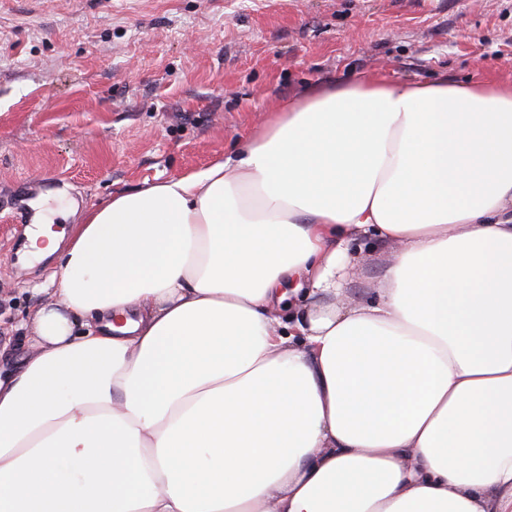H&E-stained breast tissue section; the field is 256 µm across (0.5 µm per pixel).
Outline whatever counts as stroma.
I'll use <instances>...</instances> for the list:
<instances>
[{
	"label": "stroma",
	"mask_w": 512,
	"mask_h": 512,
	"mask_svg": "<svg viewBox=\"0 0 512 512\" xmlns=\"http://www.w3.org/2000/svg\"><path fill=\"white\" fill-rule=\"evenodd\" d=\"M512 80V0H0V371L55 301L22 205L76 212L206 167L359 75Z\"/></svg>",
	"instance_id": "35a3bbf8"
}]
</instances>
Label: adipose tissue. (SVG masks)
<instances>
[{
	"label": "adipose tissue",
	"mask_w": 512,
	"mask_h": 512,
	"mask_svg": "<svg viewBox=\"0 0 512 512\" xmlns=\"http://www.w3.org/2000/svg\"><path fill=\"white\" fill-rule=\"evenodd\" d=\"M28 241L0 512H512V82L319 86ZM393 250L394 247L388 245L379 247L371 254L366 255L363 261L350 272L345 285L347 293L353 297H360L365 295L369 288H373L375 279L379 276Z\"/></svg>",
	"instance_id": "adipose-tissue-1"
}]
</instances>
